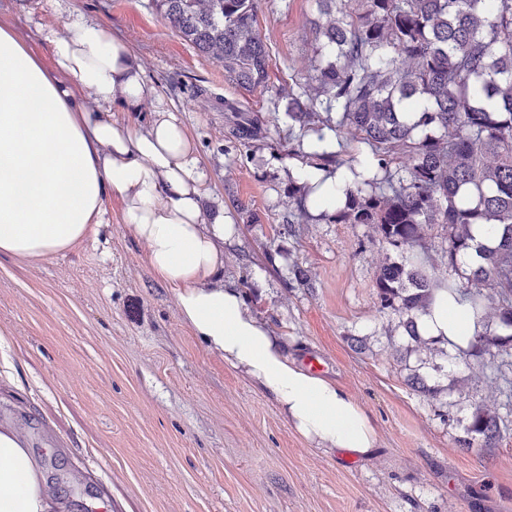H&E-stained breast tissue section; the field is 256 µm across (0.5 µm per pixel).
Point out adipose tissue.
I'll return each mask as SVG.
<instances>
[{"label": "adipose tissue", "instance_id": "ef3b65f1", "mask_svg": "<svg viewBox=\"0 0 512 512\" xmlns=\"http://www.w3.org/2000/svg\"><path fill=\"white\" fill-rule=\"evenodd\" d=\"M40 55L0 15V258L44 259L96 236L108 199L145 248L155 275L173 288L179 317L206 349L272 397L315 449L368 455L375 427L362 404L331 378L288 355L280 337L224 279L235 226L207 217L197 150L177 115L156 107L147 123L113 119L154 93L124 40L77 16L47 30ZM312 214L334 211L345 170L313 167ZM477 320L437 291L420 320L424 335L467 348ZM59 502L21 435L0 429V512H57Z\"/></svg>", "mask_w": 512, "mask_h": 512}]
</instances>
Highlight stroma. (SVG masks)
Segmentation results:
<instances>
[{"label":"stroma","instance_id":"obj_1","mask_svg":"<svg viewBox=\"0 0 512 512\" xmlns=\"http://www.w3.org/2000/svg\"><path fill=\"white\" fill-rule=\"evenodd\" d=\"M131 47L156 105L180 115L206 175L207 211L237 228L224 276L300 361L316 358L368 411L371 456L313 450L261 390L208 351L177 313L172 288L145 261L106 202L97 239L48 259L0 261V328L17 384L0 381V427L25 439L66 512H512V407L490 357L424 348L380 308L375 280L398 252L367 224L313 220L278 232L298 168L287 139L245 151L216 98L267 115L314 59L316 0H258L270 50L266 86L244 90L223 63L183 40L151 0H71ZM39 53L67 13L54 0H0ZM308 270L311 287L288 274ZM422 387H414V379ZM498 414L495 447H459L477 411Z\"/></svg>","mask_w":512,"mask_h":512}]
</instances>
